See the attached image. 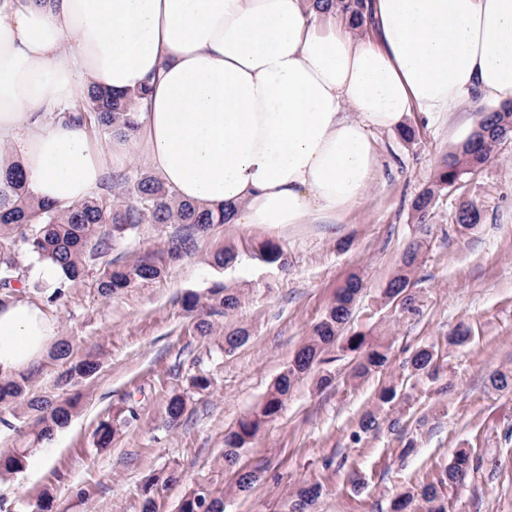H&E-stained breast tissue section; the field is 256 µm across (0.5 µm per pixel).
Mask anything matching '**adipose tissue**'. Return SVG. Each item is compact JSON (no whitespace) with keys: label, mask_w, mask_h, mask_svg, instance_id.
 I'll return each instance as SVG.
<instances>
[{"label":"adipose tissue","mask_w":512,"mask_h":512,"mask_svg":"<svg viewBox=\"0 0 512 512\" xmlns=\"http://www.w3.org/2000/svg\"><path fill=\"white\" fill-rule=\"evenodd\" d=\"M371 26L312 0H0V170L68 207L139 150L232 223H341L377 174L376 131L512 101V0H372ZM93 82L149 89L107 148L61 116ZM57 336L41 305L1 304L0 374L35 369Z\"/></svg>","instance_id":"adipose-tissue-1"}]
</instances>
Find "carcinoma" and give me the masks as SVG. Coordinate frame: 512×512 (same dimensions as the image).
<instances>
[{"mask_svg": "<svg viewBox=\"0 0 512 512\" xmlns=\"http://www.w3.org/2000/svg\"><path fill=\"white\" fill-rule=\"evenodd\" d=\"M314 2L331 4L342 13L353 14L363 21L367 19L366 0ZM145 95L144 89L118 95L94 85L87 95L88 106L74 107L65 116L72 123L110 135L132 128L129 112ZM479 127V138H468L458 151L448 155V160L436 174L434 187L415 200V210L426 211L435 191L460 181L490 160L495 144L502 137L512 135V102L485 113ZM228 220L225 212L214 213L178 201L173 191L148 173L133 179L124 174H110L96 197L61 209L35 201L22 172L10 170L0 175V303L31 289L41 294L46 303L56 304L67 297L70 289L88 281L104 298L138 288L165 276L172 264L194 253L198 236L208 234L214 225L225 224ZM479 221L480 211L473 203H465L459 208L457 223L462 230L473 229ZM143 224H181L185 231L134 260L121 262L112 258L117 244L136 235ZM422 248L423 244L418 242L403 253L399 267L382 291L386 302L396 304L411 315L419 314L421 309L420 296L413 287ZM20 249L40 262H50L61 269V278L52 291L27 280L25 270L17 260ZM246 254L268 269H281L285 265L284 250L273 239L251 245ZM239 257L237 247L227 246L213 255L211 266L218 269L233 267ZM362 290L359 277L353 275L345 281L262 402L225 433L224 464L231 474L233 490L249 492L258 484L262 470L242 464L241 451L253 442L267 423L279 417L298 380L323 363L325 354L336 350L351 355L354 365L350 378L353 381L370 377L390 365L391 346L365 332L346 330ZM179 302L182 309L192 315L188 332L208 336L213 330L212 318L230 315L239 307L241 298L236 291L215 282L204 294L188 292ZM248 340L249 332L243 327L228 331L224 333V351L231 352ZM72 351L70 341L60 340L50 352V359L61 364L57 383L63 386L89 380L101 367L95 356L74 359ZM406 364L412 376L432 381L439 378L440 355L433 346L416 348ZM30 382L29 376L0 375V408L21 410L29 417L24 445L0 453V479L23 469L31 453L56 431L66 427L80 408V396L36 395L29 390ZM400 400L405 402L408 397L400 396L398 386L382 387L374 406L359 417L356 429L351 433L352 441L359 443L363 436L379 431L384 425L392 433L401 432L400 416L390 420L381 417L382 410L396 406ZM187 408L186 396L171 394L164 404L168 423L179 424ZM138 418L136 401L128 393L113 418L99 422L94 434L95 446L100 449L112 447L116 436ZM480 464L481 459L471 451H457L448 465L420 484L418 496L424 512H447L444 490L461 482ZM179 480L180 475L174 468L148 475L141 485V512H158L161 494ZM323 492L324 486L319 481L302 484L291 500V512H310ZM177 512H224V495L217 494L209 483H198L182 496Z\"/></svg>", "mask_w": 512, "mask_h": 512, "instance_id": "obj_1", "label": "carcinoma"}]
</instances>
